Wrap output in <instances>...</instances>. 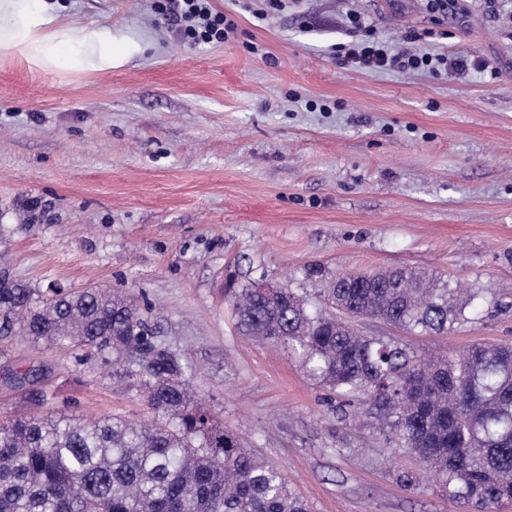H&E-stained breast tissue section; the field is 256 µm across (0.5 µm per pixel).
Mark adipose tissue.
Wrapping results in <instances>:
<instances>
[{"label": "adipose tissue", "mask_w": 512, "mask_h": 512, "mask_svg": "<svg viewBox=\"0 0 512 512\" xmlns=\"http://www.w3.org/2000/svg\"><path fill=\"white\" fill-rule=\"evenodd\" d=\"M59 0H0V51L66 74L108 73L144 50L135 31L71 26Z\"/></svg>", "instance_id": "adipose-tissue-1"}]
</instances>
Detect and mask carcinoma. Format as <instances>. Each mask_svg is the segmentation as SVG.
Segmentation results:
<instances>
[{
	"label": "carcinoma",
	"instance_id": "carcinoma-1",
	"mask_svg": "<svg viewBox=\"0 0 512 512\" xmlns=\"http://www.w3.org/2000/svg\"><path fill=\"white\" fill-rule=\"evenodd\" d=\"M225 293L247 335L288 347L339 398L369 394L389 441L415 453L448 500L472 512L512 500V346L423 357L336 315L355 307L409 332H448L475 321L477 295L413 268L336 277L318 303L256 282ZM149 314L105 288H40L0 270V362L17 336L52 343L136 383L158 418L1 421L0 512H308L278 468L195 400L192 368ZM5 379L37 377L7 367Z\"/></svg>",
	"mask_w": 512,
	"mask_h": 512
}]
</instances>
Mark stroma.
Listing matches in <instances>:
<instances>
[{"label":"stroma","mask_w":512,"mask_h":512,"mask_svg":"<svg viewBox=\"0 0 512 512\" xmlns=\"http://www.w3.org/2000/svg\"><path fill=\"white\" fill-rule=\"evenodd\" d=\"M66 22L137 27L144 52L107 74L0 56V267L34 285L100 286L152 310L196 398L279 468L310 512H466L388 443L365 394L346 404L276 344L244 336L228 277L318 299L342 273L435 271L479 294L475 322L416 336L425 355L512 344V0H211L237 30L193 45L153 0H60ZM359 13L390 44L467 52L488 70L368 72L336 48ZM261 47L253 54L250 44ZM38 221L21 226L29 207ZM15 367L83 421L148 422L135 386L23 337Z\"/></svg>","instance_id":"35a3bbf8"}]
</instances>
